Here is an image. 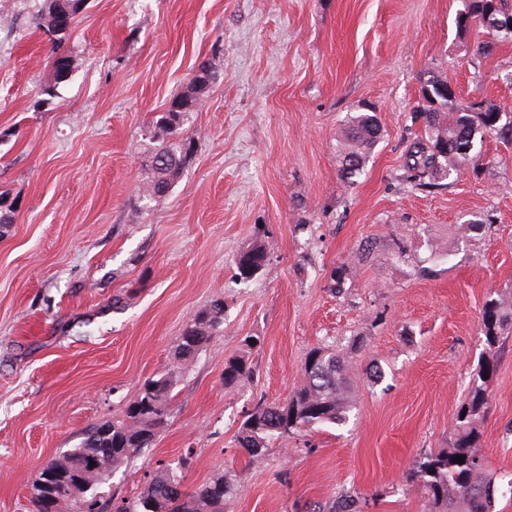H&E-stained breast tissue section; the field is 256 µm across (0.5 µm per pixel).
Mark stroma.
Instances as JSON below:
<instances>
[{"label":"stroma","mask_w":512,"mask_h":512,"mask_svg":"<svg viewBox=\"0 0 512 512\" xmlns=\"http://www.w3.org/2000/svg\"><path fill=\"white\" fill-rule=\"evenodd\" d=\"M43 0H0V512H29L44 462L121 419L140 384L173 368L186 326L224 321L178 370L151 447L95 495L135 504L182 457L186 486L225 476L224 512H426L407 479L448 448L457 408L495 360L478 448L512 512V329L488 349L484 303L512 302V135L486 138L449 186L399 178L432 74L512 120V43L478 55L459 0H87L66 36ZM73 55L55 83L56 54ZM218 66L183 129L195 145L164 198L138 201L149 136L205 60ZM384 138L357 182L339 174L349 112ZM262 245L241 279L233 260ZM336 344L352 408L271 442L238 445L261 402L287 403L309 352ZM248 377L224 383L229 358ZM179 467V466H178ZM266 261V252L261 246H254L241 251L234 258L238 276L246 279L262 268Z\"/></svg>","instance_id":"35a3bbf8"}]
</instances>
